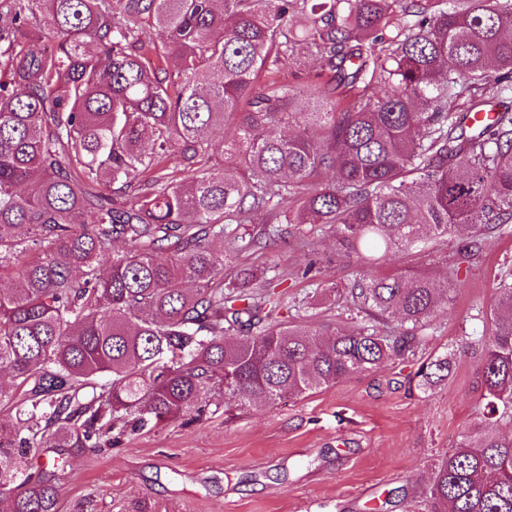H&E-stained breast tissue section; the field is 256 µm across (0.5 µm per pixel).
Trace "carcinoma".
<instances>
[{
  "instance_id": "1",
  "label": "carcinoma",
  "mask_w": 512,
  "mask_h": 512,
  "mask_svg": "<svg viewBox=\"0 0 512 512\" xmlns=\"http://www.w3.org/2000/svg\"><path fill=\"white\" fill-rule=\"evenodd\" d=\"M157 38L145 39L142 25ZM307 53L313 77L283 73ZM495 113L465 128L460 115ZM233 139H216L229 125ZM330 233L377 264L512 230V0H0V498L61 512L29 473L146 426L275 406L416 354L451 274L319 295L360 319H280L233 254ZM464 336L484 405L430 512H512V274ZM451 359L424 361L431 388Z\"/></svg>"
}]
</instances>
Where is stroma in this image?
<instances>
[{"mask_svg":"<svg viewBox=\"0 0 512 512\" xmlns=\"http://www.w3.org/2000/svg\"><path fill=\"white\" fill-rule=\"evenodd\" d=\"M309 247L270 246L235 266L287 268L289 299L316 281L347 282L360 273L458 270L462 285L427 331L417 354L306 397L227 414L213 397L203 416L147 428L112 448L73 455L33 471L60 489L61 512H424L433 461L454 448L482 405L476 364L459 356L431 391L409 387L421 361L455 350L462 336L491 326L501 271L512 266V235L492 236L464 258L455 239L413 247L379 265L336 254L330 234ZM315 263L317 280L303 278Z\"/></svg>","mask_w":512,"mask_h":512,"instance_id":"obj_1","label":"stroma"}]
</instances>
